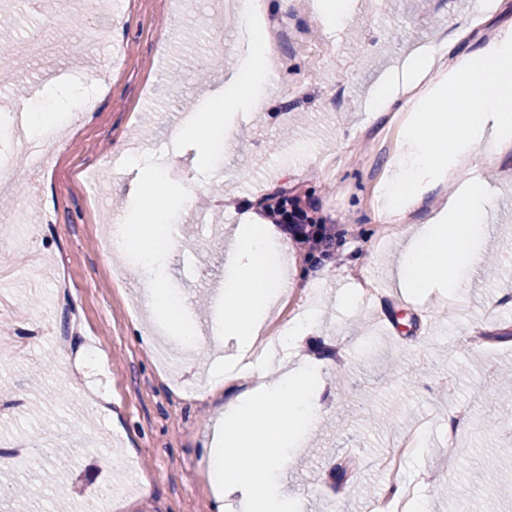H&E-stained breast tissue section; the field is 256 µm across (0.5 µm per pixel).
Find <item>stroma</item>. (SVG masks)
Returning a JSON list of instances; mask_svg holds the SVG:
<instances>
[{"mask_svg":"<svg viewBox=\"0 0 512 512\" xmlns=\"http://www.w3.org/2000/svg\"><path fill=\"white\" fill-rule=\"evenodd\" d=\"M271 21L290 31L265 105L226 113L229 139L221 159L202 165L194 141L168 142L185 114L205 108L229 75L245 67L246 38L235 0H122L112 7L57 0H7L15 22L0 27V51L17 61L0 97L20 100L30 81L51 68L69 88L97 100L76 115L68 153L45 172L0 128V166L23 171V183L0 187V285L12 302L0 307V454L19 442L36 448L26 465H0V484L23 489L10 512H215L203 469L217 401L197 391L209 347L193 370L165 374L143 348L149 329L135 258L104 243L110 217L131 210L139 179L121 152L136 146L172 168L170 192L194 198L172 223L181 250L168 262L166 285L187 296L200 336L211 334L214 302L225 281L224 256L234 232L265 195L285 189L314 203L313 218L337 225L333 259L315 262L289 239V279L314 278L319 303L314 338L280 348V368L320 362L323 414L275 475L280 493L307 512H368L400 484L428 512H512V483L489 487L482 464L512 469V150L488 157L478 146L468 165L491 197L484 257L470 267L459 296L436 290L403 297L397 266L404 228L379 238L373 220L394 156L377 153L369 131L385 114L373 93L422 50L453 68L512 27V0L481 15L477 0H349L342 29L320 22L312 0H266ZM374 283L373 295L360 283ZM308 303L288 289L270 310L256 346L264 348ZM225 373L246 375V388L277 379L243 359L235 339L222 340ZM94 363H85L84 353ZM454 379V391L444 388ZM470 405L446 445L448 409ZM421 427L418 450L398 469L385 458L395 435ZM136 460L143 488L112 494V474ZM354 472L336 479L337 465Z\"/></svg>","mask_w":512,"mask_h":512,"instance_id":"35a3bbf8","label":"stroma"}]
</instances>
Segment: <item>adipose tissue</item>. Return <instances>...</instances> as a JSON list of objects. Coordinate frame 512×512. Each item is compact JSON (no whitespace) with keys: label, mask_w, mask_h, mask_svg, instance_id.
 I'll return each instance as SVG.
<instances>
[{"label":"adipose tissue","mask_w":512,"mask_h":512,"mask_svg":"<svg viewBox=\"0 0 512 512\" xmlns=\"http://www.w3.org/2000/svg\"><path fill=\"white\" fill-rule=\"evenodd\" d=\"M249 50L255 65L232 75L227 100L251 109L264 102L275 71L268 62L264 37L250 42ZM433 65L431 57L412 54L403 67L400 87L385 85L377 90L379 108L391 110L400 90L419 85ZM59 93V85L50 84L42 89L39 99L19 101L32 137L56 126L51 106ZM413 109L417 118L404 134L403 151L376 216L383 223L418 206L423 199V182L437 181L446 172L448 159L467 158L486 132L494 134L493 149L512 145V28L499 31L477 56L462 58L450 81L419 96ZM176 135L194 138L204 159H213L224 146L223 110L193 113L183 120ZM128 158L143 171L144 187L137 199L136 215L123 219L115 235L116 250L137 254L146 272L145 305L149 313L167 322L179 344L198 343L185 302L166 287L161 264L163 256L176 254L181 246L168 218L188 197L160 193V186L168 181L166 168L136 152L129 153ZM488 205L481 178L471 175L449 198L444 213L416 229L397 271L404 296H422L435 288L456 293L464 290L463 264L479 263L484 253ZM269 234L265 224L240 225L221 299L219 332L237 336L246 355L253 353L266 314L281 296ZM210 390L224 397V411L212 426L206 456L216 512H223L225 499L237 490L245 495L244 512H289L287 498L273 492L271 479L286 461L289 447L320 419L322 387L317 366L303 365L281 375L275 383L240 393L234 392L223 370L217 368L212 372Z\"/></svg>","instance_id":"1"}]
</instances>
